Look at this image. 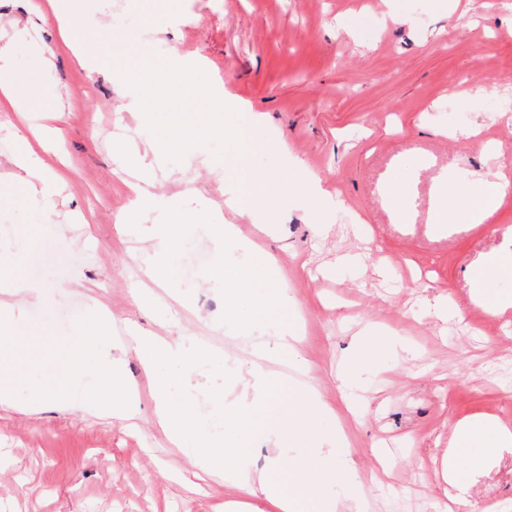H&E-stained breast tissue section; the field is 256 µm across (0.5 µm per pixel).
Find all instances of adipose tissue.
I'll list each match as a JSON object with an SVG mask.
<instances>
[{"label": "adipose tissue", "mask_w": 512, "mask_h": 512, "mask_svg": "<svg viewBox=\"0 0 512 512\" xmlns=\"http://www.w3.org/2000/svg\"><path fill=\"white\" fill-rule=\"evenodd\" d=\"M12 36L0 34V106H7L18 115L38 110L55 111L56 106L44 99L39 78L40 68L16 73L11 66ZM115 161L134 170L131 190L134 206L139 210L158 212L159 220L140 227L142 242L148 243L146 276L157 279L168 265L171 253L195 230L185 220L177 197H165L152 190L146 173L141 172L142 158L138 151L125 143L113 148ZM12 165L23 170L24 181L36 186L33 197L44 220H51L56 211L57 188L64 183L63 170H51L39 156L27 135H19L11 159ZM478 192L465 185L440 180L433 201V221L451 226L485 223L496 211L499 200L512 187V179L503 171L487 173ZM512 272V233L504 232L498 250L485 260L479 273L473 274V296L476 300L499 309L512 307V301L499 297L493 280ZM227 295L232 304L246 305L287 321V328L275 331L260 343L245 368L235 379L241 392L233 402L223 395L212 398V414L224 422V437L214 444L210 453L199 449L202 429L190 406L172 412L171 382L160 365L169 366L182 375L197 367L202 344L186 334L154 336L137 333L129 343L146 368L154 384V415L173 447L179 448L194 465L205 470L221 469L224 475L226 512H299L307 502H316L318 512H336V501L328 490L340 487L345 493L347 512H361L362 484L356 481L342 462L348 455L347 435L343 422L352 406L336 408L323 394L313 369L300 357L302 314L288 294L287 288L256 287L249 278H238L228 285ZM111 331L108 315L96 314L92 326L84 328L79 342L85 354L75 362L69 375L59 376L55 386L46 391L42 402L69 405L79 402L82 408L105 411L124 421L137 412L136 389L130 383L124 363L112 357L106 349ZM382 341L375 327H368L355 338L349 357L336 372L341 386H357L363 371L373 366ZM277 360L280 370H271L270 360ZM270 414V444L268 458L271 467H278L284 448L300 449L285 482L271 481L262 471L246 467L245 459L257 435L258 411ZM455 439L448 450L457 457L461 449L475 450L477 457L491 454L503 444L512 443V431L495 426L487 420H477L454 427Z\"/></svg>", "instance_id": "1"}]
</instances>
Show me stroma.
I'll list each match as a JSON object with an SVG mask.
<instances>
[{
  "label": "stroma",
  "mask_w": 512,
  "mask_h": 512,
  "mask_svg": "<svg viewBox=\"0 0 512 512\" xmlns=\"http://www.w3.org/2000/svg\"><path fill=\"white\" fill-rule=\"evenodd\" d=\"M483 2L85 0L99 28L78 22L65 36L50 0H0V25L22 32L13 43L14 71L53 53L43 94L61 110L48 121L31 113L29 123L49 128L43 159L70 170L52 226L29 194L0 203V249L7 252L0 275L43 286L22 305L16 343L0 345L18 398L0 406V512H209L224 500L223 480L195 468L155 426L150 378L123 334L110 338L108 350L124 360L138 390L134 426L77 406L28 409L32 389L80 353L77 342L58 343L54 331H77L96 305L159 336L177 317L210 355H223L224 369L205 361L190 376H174L172 398L173 410L189 403L211 431L223 432L210 400L218 391L233 400L238 388L228 372L272 324L256 315L252 329L242 330L223 287L203 284L216 259L202 230L170 258L175 285L150 286L142 275L145 244L116 231L131 201L112 158L120 135L145 151L154 192L182 194L191 214L202 206L223 212L251 240L248 250L225 246V268L287 285L305 321L300 354L332 404L342 403L336 364L359 328L374 324L399 340L362 375L367 403L349 429L363 512H448L443 461L453 426L486 416L512 430V308L492 312L470 288L476 264L512 226V189L484 224L430 221L438 178L455 173L473 190L489 171L512 178V10ZM135 13L141 26L131 30L125 21ZM76 43L97 44L104 65L79 61ZM162 45L204 59L210 84L255 116L254 171L282 178L301 164L339 195L344 207L327 235H318L319 216L295 198L271 233L263 212L226 211L236 183L224 175L216 141L178 160L149 153L158 138L123 112L129 87L122 73L163 62ZM270 142L278 150H267ZM393 178L411 190L400 221L383 202ZM21 224L35 243L9 254ZM134 287L151 288L152 303L132 304ZM438 300L453 301L455 316L437 318L431 305ZM374 448L386 468L373 461ZM454 478L477 505L512 512V447L478 469L462 454Z\"/></svg>",
  "instance_id": "1"
}]
</instances>
